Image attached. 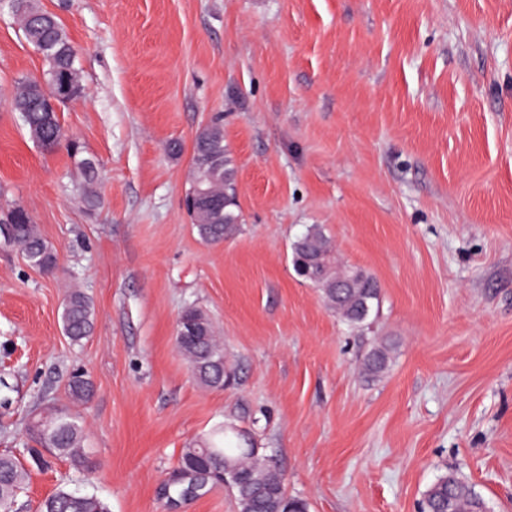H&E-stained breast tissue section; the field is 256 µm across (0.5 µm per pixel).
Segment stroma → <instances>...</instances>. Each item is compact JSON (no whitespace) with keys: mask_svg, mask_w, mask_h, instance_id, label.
Segmentation results:
<instances>
[{"mask_svg":"<svg viewBox=\"0 0 512 512\" xmlns=\"http://www.w3.org/2000/svg\"><path fill=\"white\" fill-rule=\"evenodd\" d=\"M77 50L86 95L60 123L97 161L88 211L66 146L30 140L8 105L42 57L0 12V208L58 252L45 273L0 241V453L67 403L73 371L92 472H32L12 512L58 489L110 512H173L181 448L232 424L309 512H418L456 471L512 512V0H40ZM241 231L204 243L184 209L196 132L214 118ZM183 151L172 156L171 141ZM319 225L381 288L353 329L297 275ZM95 331L64 336L71 289ZM188 306L224 340L235 383L205 390L176 342ZM391 351L366 380L362 356Z\"/></svg>","mask_w":512,"mask_h":512,"instance_id":"1","label":"stroma"}]
</instances>
